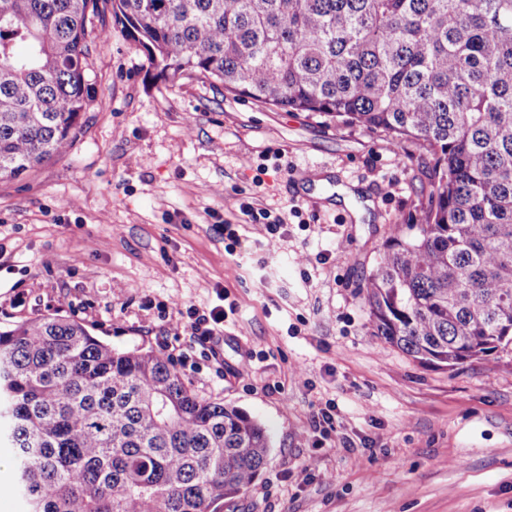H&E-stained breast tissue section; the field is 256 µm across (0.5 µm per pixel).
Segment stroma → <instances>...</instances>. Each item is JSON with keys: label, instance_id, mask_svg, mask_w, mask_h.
I'll list each match as a JSON object with an SVG mask.
<instances>
[{"label": "stroma", "instance_id": "35a3bbf8", "mask_svg": "<svg viewBox=\"0 0 512 512\" xmlns=\"http://www.w3.org/2000/svg\"><path fill=\"white\" fill-rule=\"evenodd\" d=\"M89 42L70 150L0 180V329L72 317L259 420L267 463L218 512H512V347L433 368L373 334L364 283L425 201L420 145L161 77L117 24ZM245 200L284 215L282 236L243 222ZM225 298L222 335L193 342L187 308Z\"/></svg>", "mask_w": 512, "mask_h": 512}]
</instances>
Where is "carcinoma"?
<instances>
[{"label":"carcinoma","mask_w":512,"mask_h":512,"mask_svg":"<svg viewBox=\"0 0 512 512\" xmlns=\"http://www.w3.org/2000/svg\"><path fill=\"white\" fill-rule=\"evenodd\" d=\"M108 2L165 76L418 142L427 202L366 279L374 335L446 368L512 344V0H4L0 179L72 146ZM0 440L29 512H216L271 448L164 355L59 314L0 330Z\"/></svg>","instance_id":"obj_1"}]
</instances>
